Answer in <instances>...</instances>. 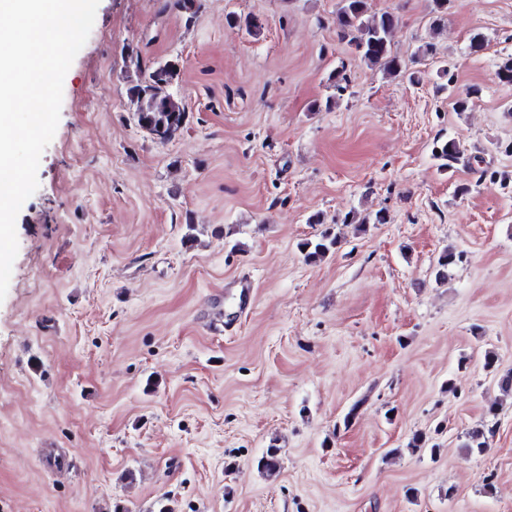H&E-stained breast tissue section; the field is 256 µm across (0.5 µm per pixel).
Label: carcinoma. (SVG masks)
<instances>
[{
	"label": "carcinoma",
	"instance_id": "cac0c4a2",
	"mask_svg": "<svg viewBox=\"0 0 512 512\" xmlns=\"http://www.w3.org/2000/svg\"><path fill=\"white\" fill-rule=\"evenodd\" d=\"M397 23V18L388 11H372L368 0H341L336 14L338 36L347 41L361 60L381 67L391 77L406 76L413 83L416 77L406 73L401 59L391 49ZM178 75V65L167 62L155 69L148 78L130 87L138 125L159 143L172 140L186 122L185 103L166 90ZM460 155L459 144L453 139H438L434 143L433 156L440 161L444 170L453 168L459 162ZM337 244V237L324 233L314 241L302 243L301 250L307 260L316 261L329 254ZM462 259L461 252L443 250L437 259L438 274L444 275L448 267ZM464 447L471 454L483 452L487 448L486 429L470 431Z\"/></svg>",
	"mask_w": 512,
	"mask_h": 512
}]
</instances>
